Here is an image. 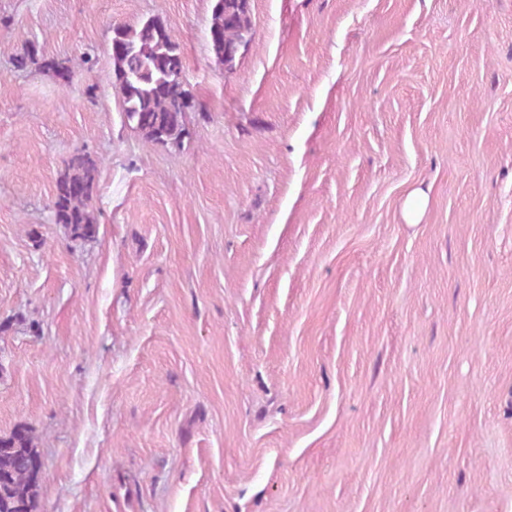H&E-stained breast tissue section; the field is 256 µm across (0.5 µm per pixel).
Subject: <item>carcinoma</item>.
<instances>
[{
	"mask_svg": "<svg viewBox=\"0 0 512 512\" xmlns=\"http://www.w3.org/2000/svg\"><path fill=\"white\" fill-rule=\"evenodd\" d=\"M208 39L216 59L226 69H234L252 39L248 0H213ZM112 40L120 45L110 49V60L126 123L148 143L181 144L190 136L185 114L193 107V95L168 29L153 17L136 28H114ZM38 60L62 84L72 83V68L39 57L34 43L16 58V66L24 68ZM97 177L96 161L88 153L77 152L57 180L54 219L75 240L92 238L97 232L93 212ZM37 457L28 429L20 427L0 436V512H33L41 490L40 474L33 467Z\"/></svg>",
	"mask_w": 512,
	"mask_h": 512,
	"instance_id": "cac0c4a2",
	"label": "carcinoma"
}]
</instances>
